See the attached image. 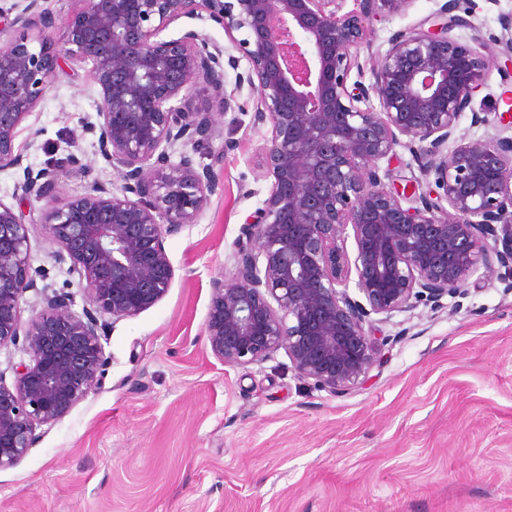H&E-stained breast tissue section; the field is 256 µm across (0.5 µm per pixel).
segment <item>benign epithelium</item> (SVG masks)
Here are the masks:
<instances>
[{"mask_svg": "<svg viewBox=\"0 0 512 512\" xmlns=\"http://www.w3.org/2000/svg\"><path fill=\"white\" fill-rule=\"evenodd\" d=\"M38 2L12 5L21 31L0 42V169L23 168L26 196L55 191L56 171L23 166L16 138L71 58L98 87L97 122L84 132L116 182L94 180L44 213L55 261L70 262L87 307L75 314L69 295L45 286L25 330L20 302L46 272L29 262L26 214L0 201V349L29 357L12 385L0 375V470L35 446L38 426L102 387L101 315L137 316L171 288L165 237L194 223L216 189L212 167L173 156L178 145L210 146L216 119L234 111L228 67L237 90L257 93L255 120L271 124L262 156L271 183L234 276L210 282L204 333L219 361L247 366L282 349L298 378L343 396L376 365V325L421 304L442 309L473 278L512 280V137L455 135L489 70L453 34L472 26L454 14L456 0L393 33L368 84L359 61L368 20L415 0H360L345 14L341 0H81L57 40ZM180 19L224 29L246 73L193 27L164 36ZM200 86L211 91L207 110L192 107ZM398 146L412 150L432 195L384 182L379 163Z\"/></svg>", "mask_w": 512, "mask_h": 512, "instance_id": "7a95c632", "label": "benign epithelium"}]
</instances>
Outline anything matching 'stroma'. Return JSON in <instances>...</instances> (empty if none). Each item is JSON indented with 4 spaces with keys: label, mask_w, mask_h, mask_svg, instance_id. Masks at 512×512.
<instances>
[{
    "label": "stroma",
    "mask_w": 512,
    "mask_h": 512,
    "mask_svg": "<svg viewBox=\"0 0 512 512\" xmlns=\"http://www.w3.org/2000/svg\"><path fill=\"white\" fill-rule=\"evenodd\" d=\"M446 0H414L404 14L370 21L378 56L395 31ZM472 25L457 35L493 55L460 132L499 133L512 111L501 81V19L512 0H459ZM214 127L212 146L193 151L218 187L195 223L165 239L174 269L168 294L110 327L104 384L62 419L38 427V442L0 470V512H512V291L472 286L459 306H420L384 324L371 379L335 397L296 376L285 352L245 367L216 359L205 343L209 284L232 275L247 222L270 185L259 168L270 123H255L256 97ZM98 91L85 64L63 60L44 101L16 139L25 165L59 162L53 196L25 197L22 168L0 170V201L30 213V264L47 284L86 305L77 274L56 264L41 222L49 207L115 174L83 129ZM484 122L472 124L471 113ZM222 150L215 158L214 150ZM77 154L90 172L66 162Z\"/></svg>",
    "instance_id": "1"
}]
</instances>
